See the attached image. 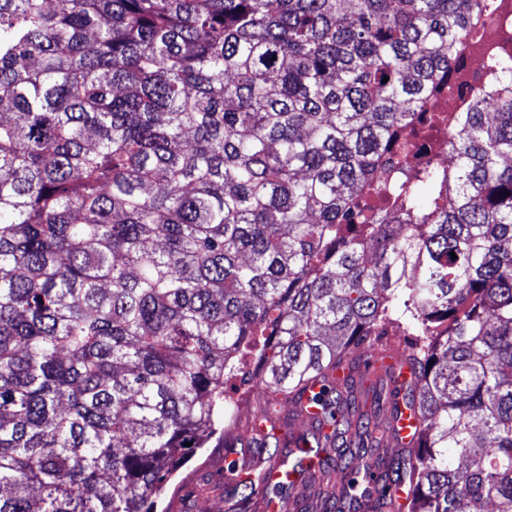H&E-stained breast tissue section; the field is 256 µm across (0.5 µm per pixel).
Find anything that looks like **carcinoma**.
Instances as JSON below:
<instances>
[{"instance_id": "1", "label": "carcinoma", "mask_w": 512, "mask_h": 512, "mask_svg": "<svg viewBox=\"0 0 512 512\" xmlns=\"http://www.w3.org/2000/svg\"><path fill=\"white\" fill-rule=\"evenodd\" d=\"M49 2L0 0V512H154L250 359L263 411L312 380L347 428L324 372L389 324L417 445L319 477L512 512V57L389 221L355 197L483 0Z\"/></svg>"}]
</instances>
